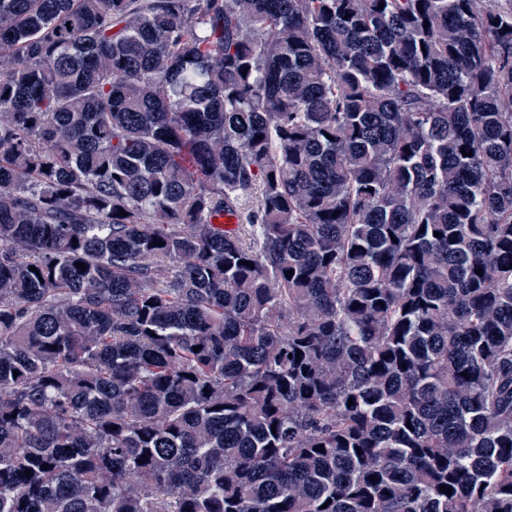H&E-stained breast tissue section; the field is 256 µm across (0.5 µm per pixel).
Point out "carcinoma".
I'll list each match as a JSON object with an SVG mask.
<instances>
[{"mask_svg":"<svg viewBox=\"0 0 512 512\" xmlns=\"http://www.w3.org/2000/svg\"><path fill=\"white\" fill-rule=\"evenodd\" d=\"M0 512H512V0H0Z\"/></svg>","mask_w":512,"mask_h":512,"instance_id":"cac0c4a2","label":"carcinoma"}]
</instances>
